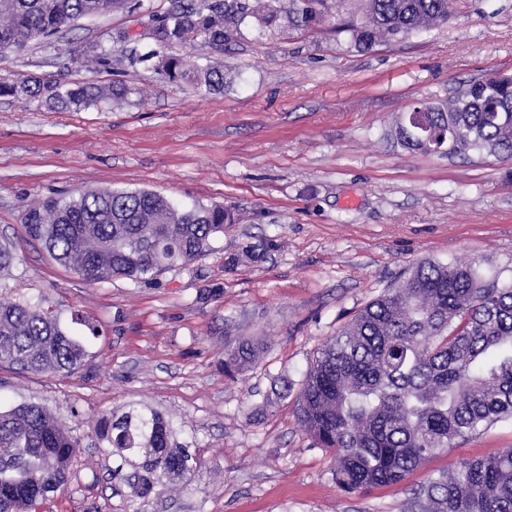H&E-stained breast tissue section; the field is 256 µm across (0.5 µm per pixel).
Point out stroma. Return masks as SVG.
Masks as SVG:
<instances>
[{"mask_svg":"<svg viewBox=\"0 0 512 512\" xmlns=\"http://www.w3.org/2000/svg\"><path fill=\"white\" fill-rule=\"evenodd\" d=\"M170 6L142 0L75 23L55 44L0 53V77L123 83L145 96L82 112L0 96V245L16 255L0 302L51 313L86 339L72 373L0 365L1 411L43 407L78 442L66 485L40 512H404L431 477L511 450L512 422H500L402 482L349 494L297 408L324 345L417 262L512 277V160L424 154L396 137L416 102L512 74V0H465L447 23L369 50L327 24L272 40L246 30L221 57L232 82L210 95L130 64L129 45L111 41L146 32ZM91 43L112 47L111 67L83 63ZM88 188L221 205L237 221L153 280L91 285L24 227L46 200ZM245 342L259 344L256 359L225 372L226 351ZM132 403L161 413L196 459L187 480L144 499L113 479L117 460L99 436L102 419Z\"/></svg>","mask_w":512,"mask_h":512,"instance_id":"35a3bbf8","label":"stroma"}]
</instances>
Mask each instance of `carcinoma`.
Listing matches in <instances>:
<instances>
[{
	"instance_id": "obj_1",
	"label": "carcinoma",
	"mask_w": 512,
	"mask_h": 512,
	"mask_svg": "<svg viewBox=\"0 0 512 512\" xmlns=\"http://www.w3.org/2000/svg\"><path fill=\"white\" fill-rule=\"evenodd\" d=\"M330 0H173L151 27L155 47L139 56L172 82L186 79L198 93L224 90V67L192 71L166 50L201 42L213 54L241 28L273 36L282 14L295 27L333 19ZM362 15L347 23L351 44L406 37L443 24L462 0H362ZM128 0H0V52L34 40L54 43L64 27L127 7ZM87 60L112 66V51L91 45ZM0 94L36 99L54 110L80 112L102 103L133 104L143 92L54 78H0ZM425 129L418 138L397 130L410 150L433 152L453 129L450 154L512 159V78L470 84L445 105L413 109ZM235 223L222 207L184 211L150 190L85 189L50 200L25 218L29 237L58 263L90 284L114 277L149 281L200 255L210 239ZM243 344L224 366L253 362ZM81 338L54 316L19 303H0V364L23 371L78 369ZM512 420V280L487 279L470 264L424 261L408 277L370 301L344 325L310 367L299 396V421L314 445L332 452L336 484L345 492L398 483L437 451ZM103 436L134 498L163 481L184 480L195 458L175 448L169 423L155 410L132 405L103 419ZM77 441L60 420L36 405L0 411V512H34L66 484ZM421 512H512V450L464 460L413 493Z\"/></svg>"
}]
</instances>
